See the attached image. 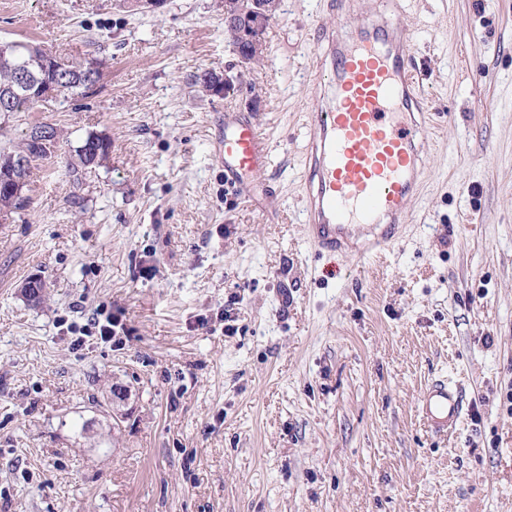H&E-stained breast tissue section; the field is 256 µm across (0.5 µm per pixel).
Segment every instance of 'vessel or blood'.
Listing matches in <instances>:
<instances>
[{
  "label": "vessel or blood",
  "mask_w": 512,
  "mask_h": 512,
  "mask_svg": "<svg viewBox=\"0 0 512 512\" xmlns=\"http://www.w3.org/2000/svg\"><path fill=\"white\" fill-rule=\"evenodd\" d=\"M327 11L357 15L352 34L314 28L317 77L310 88L325 101L306 115L308 169L304 230L317 251L357 259L380 254L409 223L408 201L420 189L433 130L430 105L419 91L411 31L396 23L402 0H324ZM224 177L244 186L271 162L256 127L224 115L220 145ZM458 388L438 379L419 400L434 435L455 430L462 416Z\"/></svg>",
  "instance_id": "vessel-or-blood-1"
}]
</instances>
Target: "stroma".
I'll return each mask as SVG.
<instances>
[{
	"mask_svg": "<svg viewBox=\"0 0 512 512\" xmlns=\"http://www.w3.org/2000/svg\"><path fill=\"white\" fill-rule=\"evenodd\" d=\"M399 20L436 134L411 224L361 263L303 230L310 31L340 22L319 0H282L248 68L224 0H0V42L101 71L0 112L1 147L60 132L0 220V512H512V0ZM228 112L271 146L248 193L216 155ZM91 133L109 155L75 168ZM102 315L123 332L74 346ZM437 378L464 400L443 437L418 414ZM28 90V93L23 91L20 92V96L14 97V100L11 103L10 107L12 112H29L30 110L37 108L39 106L48 105L54 95L51 90H47L41 98V104H39L35 100V96L39 94V90H37L36 88H30Z\"/></svg>",
	"mask_w": 512,
	"mask_h": 512,
	"instance_id": "1",
	"label": "stroma"
}]
</instances>
